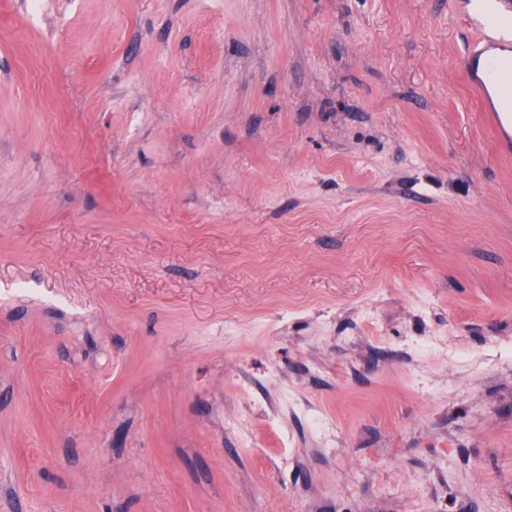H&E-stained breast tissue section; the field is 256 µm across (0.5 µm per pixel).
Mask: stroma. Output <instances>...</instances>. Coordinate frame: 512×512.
Returning <instances> with one entry per match:
<instances>
[{"mask_svg":"<svg viewBox=\"0 0 512 512\" xmlns=\"http://www.w3.org/2000/svg\"><path fill=\"white\" fill-rule=\"evenodd\" d=\"M466 10L0 0V512H512Z\"/></svg>","mask_w":512,"mask_h":512,"instance_id":"35a3bbf8","label":"stroma"}]
</instances>
